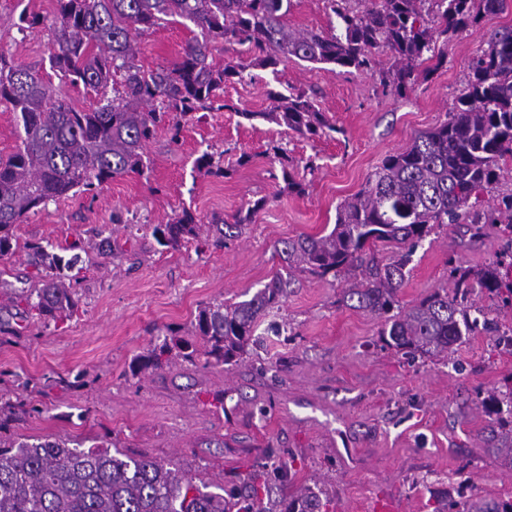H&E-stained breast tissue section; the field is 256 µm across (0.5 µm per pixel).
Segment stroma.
<instances>
[{
    "mask_svg": "<svg viewBox=\"0 0 512 512\" xmlns=\"http://www.w3.org/2000/svg\"><path fill=\"white\" fill-rule=\"evenodd\" d=\"M44 16L19 29L23 11ZM54 0H0V54L44 64L52 50ZM286 23L333 33L330 0H297ZM512 28V6L483 15L451 38L434 75L406 96L383 92L378 76L343 73L296 58L276 70L248 68L224 86V111L194 113L171 142L159 130L146 146L147 176L114 179L89 193L48 203L16 225L18 248L0 260V281L36 285L25 244L49 243L79 254L82 299L72 318L41 324L24 307L0 301V397L17 414L18 437H52L90 447L117 442L132 457L169 460L209 486L236 483L257 464L285 466L296 483H323L336 512H434L435 496L458 474L473 494L512 499V471L486 453L487 417L475 389H512V355L482 332L463 337L451 362L408 359L384 347V320L345 306L343 279L304 280L279 312L288 325L234 366L204 358L154 373L132 365L157 340L186 336L198 308L256 292L279 266L281 240L329 233L339 205L358 192L390 154L440 124L466 82L472 61L495 32ZM198 28L163 22L141 40L139 63L152 70L176 61ZM306 92L333 136L305 138L266 121L269 92ZM282 147L303 194L288 192L269 152ZM211 153L228 177L201 175ZM251 158L238 166L241 155ZM268 200L254 224L221 248L188 243L173 250L151 233L182 208L202 223L231 218L248 201ZM110 229L114 255L99 254L95 233ZM500 227L470 241L455 225L437 230L407 266L400 304L410 307L450 283L449 258L473 270L503 249Z\"/></svg>",
    "mask_w": 512,
    "mask_h": 512,
    "instance_id": "stroma-1",
    "label": "stroma"
}]
</instances>
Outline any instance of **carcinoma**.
Listing matches in <instances>:
<instances>
[{
  "mask_svg": "<svg viewBox=\"0 0 512 512\" xmlns=\"http://www.w3.org/2000/svg\"><path fill=\"white\" fill-rule=\"evenodd\" d=\"M56 2L50 68L66 83L96 92L100 101L78 108L38 70L0 56V104L13 112L21 138L16 151L0 158V259L15 253V226L49 202L125 175H145L146 145L163 122L175 139L180 119L200 110L233 109L224 100V83L243 78L248 68L274 69L292 56L348 73H372L376 54L387 51L393 62L379 72V81L402 97L437 70L424 66L442 61L437 42L448 44L457 30L504 10L508 0H378L374 8L332 0L340 33L330 35L288 30L284 18L294 0ZM164 16L192 22L200 37L178 61L145 71L136 62L138 41ZM218 43L244 47L247 60L215 62ZM271 99L270 110L242 116L307 138L339 132L303 92L274 93ZM272 151L288 189L304 192L286 152L278 146ZM507 155L512 156L511 28L490 37L445 120L418 134L404 151L386 156L360 192L339 206L328 234L300 235L275 246L281 268L251 298L199 308L192 336L202 340L206 363L236 365L260 343L259 326L281 309L297 272L351 280L343 302L385 318L380 336L412 358L447 361L462 337L479 328L495 334V345L501 346L503 328L467 300L486 292L512 307V285L503 283L499 271L512 239L479 271L451 268V289L438 288L407 309L400 306L399 293L413 253L435 228L460 224L472 240L482 238L487 224H503L512 232V192L486 210L471 203L496 188ZM197 169L206 176L229 175L208 152L197 159ZM266 204L264 197L251 200L232 220L209 225L214 245L241 237ZM201 230L196 213L184 209L171 222L155 225L152 235L177 249L199 239ZM378 242L397 249L392 261L377 258ZM26 250L38 271L37 286L3 284L0 296L25 303L46 324L73 317L80 302L73 288L80 280L77 258L66 260L40 243H29ZM196 353L191 340L166 338L137 358L138 370H162L173 356L193 362ZM478 398L495 415L483 448L512 470V390L480 391ZM9 422L0 418V512H332L333 498L316 483L270 499L271 482L288 485V471L280 466L263 464L245 483L215 493L172 462L132 458L115 443L85 450L50 437L21 441L10 433ZM437 502L436 512H512V501L456 500L446 492Z\"/></svg>",
  "mask_w": 512,
  "mask_h": 512,
  "instance_id": "1",
  "label": "carcinoma"
}]
</instances>
